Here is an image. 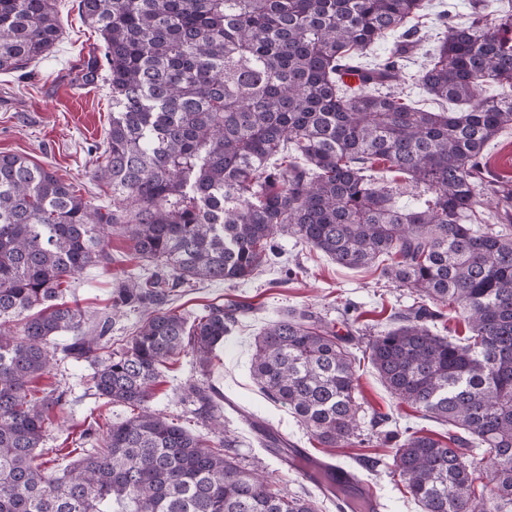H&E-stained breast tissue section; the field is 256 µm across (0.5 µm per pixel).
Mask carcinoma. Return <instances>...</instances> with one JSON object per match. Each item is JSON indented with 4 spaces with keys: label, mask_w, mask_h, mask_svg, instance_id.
Instances as JSON below:
<instances>
[{
    "label": "carcinoma",
    "mask_w": 512,
    "mask_h": 512,
    "mask_svg": "<svg viewBox=\"0 0 512 512\" xmlns=\"http://www.w3.org/2000/svg\"><path fill=\"white\" fill-rule=\"evenodd\" d=\"M423 0H79L101 34L98 70L112 120L96 180L112 208L90 205L48 166L0 154V512H319L230 452L234 438L193 435L148 406L160 369L190 352L203 368L244 313L235 302L196 315L166 307L174 289L246 281L276 238L292 235L356 269L386 257L382 275L422 303L367 344L400 402L448 426L413 432L394 472L421 512H512V186L486 180V145L512 129V14L491 25V0L471 21L439 15L440 41L416 82L455 110L411 106L391 86L422 41L409 24ZM56 0H0V71L19 72L60 40ZM393 38L374 67L358 59ZM495 84L511 92L486 96ZM384 166V184L371 171ZM407 180L424 199L397 203ZM494 201L488 214L478 198ZM121 229L155 272L129 277L112 308L148 314L116 351L110 317L64 300L68 279L112 262ZM460 314L468 336L432 330ZM94 365L96 394L135 410L72 439L62 474L36 462L64 394L35 390L51 340ZM251 374L325 448L360 436L356 356L313 313L270 322L254 340ZM197 418L220 424V394L191 387ZM258 443H288L244 417ZM487 482L477 484L481 477ZM319 495L353 505L329 470Z\"/></svg>",
    "instance_id": "cac0c4a2"
}]
</instances>
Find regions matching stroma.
Wrapping results in <instances>:
<instances>
[{
	"instance_id": "obj_1",
	"label": "stroma",
	"mask_w": 512,
	"mask_h": 512,
	"mask_svg": "<svg viewBox=\"0 0 512 512\" xmlns=\"http://www.w3.org/2000/svg\"><path fill=\"white\" fill-rule=\"evenodd\" d=\"M78 2L58 0L63 35L45 58L31 66L29 75L0 73V153L21 154L34 163L51 166L93 205L108 206L112 191L96 180L95 170L102 160L112 104L108 87L82 79L100 53L101 39L82 21ZM423 4L416 23L425 40L406 60L409 79L399 90L415 107L429 110L437 103L415 85L413 77L436 45L444 0H423ZM278 243L279 256L250 280L196 283L176 289L170 305L185 314L230 300L243 305L246 313L223 347L215 351L208 369H200L189 354L163 368L150 407L194 434L209 435V426L196 419L188 398L192 385L209 383L223 397L222 426L236 438L238 458L280 487L297 494L314 490L299 473L281 465L259 446L248 419L271 424L314 457L353 469L371 485L381 512H420L394 472L391 437L411 429L443 438L448 428L398 403L380 382L366 353L368 341L389 326L395 313L412 304V294L385 279L380 265L347 269L293 237H280ZM109 249L111 266L88 268L75 275L66 297L96 315L113 314L108 340L110 348L116 350L142 321L144 310L139 306L113 309V292L127 275L140 272L141 262L123 235H112ZM307 310L334 326L339 336L357 340L353 352L365 412L359 438L346 446L322 447L288 407L268 399L251 376L255 336L270 322ZM92 373L89 362L68 359L57 363L38 382L42 388L64 390L66 399L37 450L38 462L46 463L50 471H63L75 459L69 451L68 433L80 431L93 421L112 424L131 415L126 405L109 403L96 395ZM379 412L390 414V421L372 424V417Z\"/></svg>"
}]
</instances>
